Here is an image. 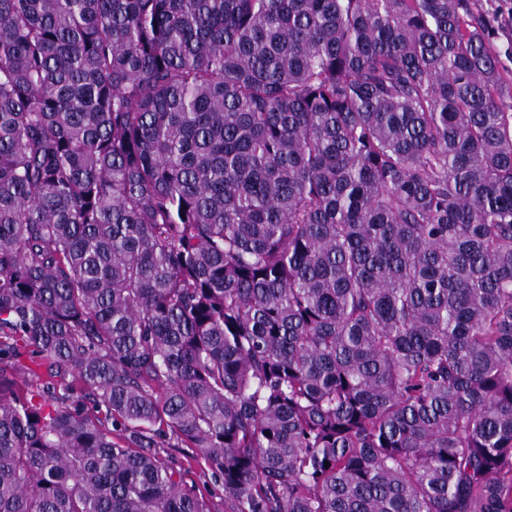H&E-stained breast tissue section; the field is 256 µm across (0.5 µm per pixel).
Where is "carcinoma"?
<instances>
[{"label":"carcinoma","mask_w":512,"mask_h":512,"mask_svg":"<svg viewBox=\"0 0 512 512\" xmlns=\"http://www.w3.org/2000/svg\"><path fill=\"white\" fill-rule=\"evenodd\" d=\"M503 85L475 0H0V512H512ZM171 453L185 462V468L189 470L188 478L190 480L197 482L201 487L207 482L208 486L213 487L210 482V472L203 460L186 462L187 456H192L191 448H172Z\"/></svg>","instance_id":"cac0c4a2"}]
</instances>
